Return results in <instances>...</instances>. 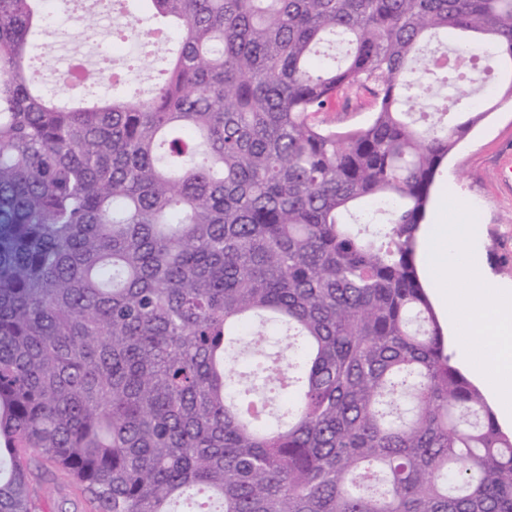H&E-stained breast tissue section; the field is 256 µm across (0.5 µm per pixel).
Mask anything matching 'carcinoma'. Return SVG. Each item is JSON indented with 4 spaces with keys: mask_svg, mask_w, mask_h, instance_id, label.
<instances>
[{
    "mask_svg": "<svg viewBox=\"0 0 512 512\" xmlns=\"http://www.w3.org/2000/svg\"><path fill=\"white\" fill-rule=\"evenodd\" d=\"M42 2L0 0V512L55 478L87 512H512L416 262L479 89L512 98V0H145L128 34L177 52L94 100L34 84ZM254 322L285 335L244 373Z\"/></svg>",
    "mask_w": 512,
    "mask_h": 512,
    "instance_id": "obj_1",
    "label": "carcinoma"
}]
</instances>
